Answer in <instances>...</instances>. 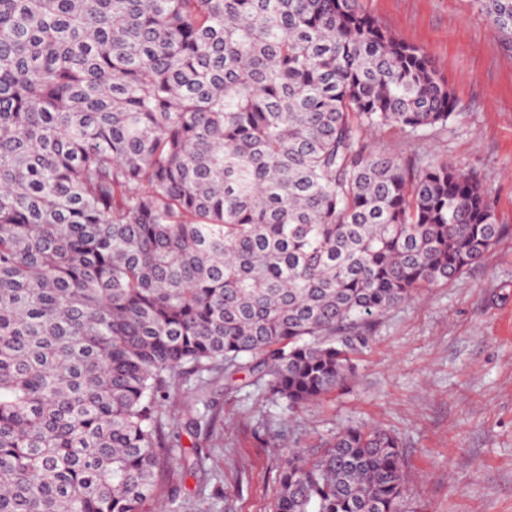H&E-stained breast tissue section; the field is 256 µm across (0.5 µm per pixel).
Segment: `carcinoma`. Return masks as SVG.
Here are the masks:
<instances>
[{
    "label": "carcinoma",
    "instance_id": "obj_1",
    "mask_svg": "<svg viewBox=\"0 0 512 512\" xmlns=\"http://www.w3.org/2000/svg\"><path fill=\"white\" fill-rule=\"evenodd\" d=\"M512 48V0H476ZM358 0H0V512H143L165 403L224 365L290 410L500 241L481 180L367 134L456 110ZM399 438L291 448L273 512H401Z\"/></svg>",
    "mask_w": 512,
    "mask_h": 512
}]
</instances>
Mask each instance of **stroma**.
Wrapping results in <instances>:
<instances>
[{
  "label": "stroma",
  "instance_id": "1",
  "mask_svg": "<svg viewBox=\"0 0 512 512\" xmlns=\"http://www.w3.org/2000/svg\"><path fill=\"white\" fill-rule=\"evenodd\" d=\"M359 3L423 49L458 99L447 124L381 128L370 148L412 170L439 158L477 173L508 230L460 278L373 321L355 377L321 400L291 412L223 370L185 376L166 416L187 466L147 512H270L288 449L317 457L349 426L401 438L402 512H512V49L473 0Z\"/></svg>",
  "mask_w": 512,
  "mask_h": 512
}]
</instances>
